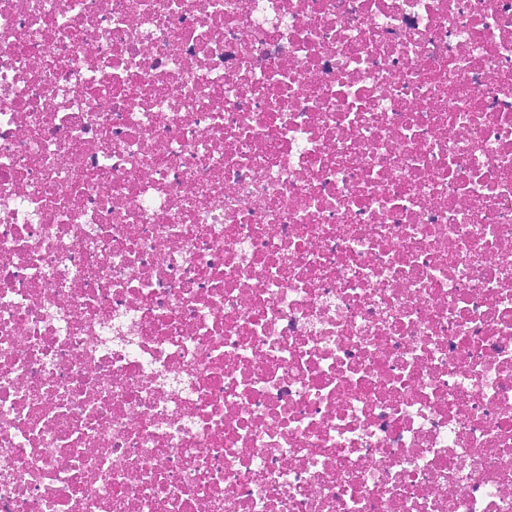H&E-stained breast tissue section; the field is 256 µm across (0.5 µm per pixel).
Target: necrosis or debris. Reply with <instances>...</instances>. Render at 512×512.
<instances>
[{"label":"necrosis or debris","instance_id":"necrosis-or-debris-1","mask_svg":"<svg viewBox=\"0 0 512 512\" xmlns=\"http://www.w3.org/2000/svg\"><path fill=\"white\" fill-rule=\"evenodd\" d=\"M0 512H512V0H0Z\"/></svg>","mask_w":512,"mask_h":512}]
</instances>
